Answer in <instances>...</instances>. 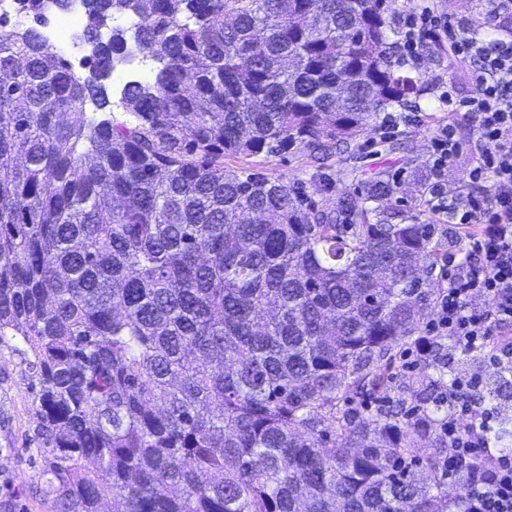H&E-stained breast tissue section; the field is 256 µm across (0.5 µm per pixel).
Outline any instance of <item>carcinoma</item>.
<instances>
[{
	"instance_id": "carcinoma-1",
	"label": "carcinoma",
	"mask_w": 512,
	"mask_h": 512,
	"mask_svg": "<svg viewBox=\"0 0 512 512\" xmlns=\"http://www.w3.org/2000/svg\"><path fill=\"white\" fill-rule=\"evenodd\" d=\"M84 2L89 79L39 29L0 30V345L39 386L56 512H475L443 491L451 394L389 396L436 299L415 273L448 260L437 225L367 206L397 194L386 171L360 205L321 169H224L323 160L407 104L385 0ZM117 16L156 73L123 86L134 122L89 125L86 102L112 108ZM491 440L512 447L511 418ZM313 165L308 153L302 150H293L284 156L224 157L225 169H257L270 177H285L288 180L309 179L315 172Z\"/></svg>"
}]
</instances>
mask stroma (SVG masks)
Returning <instances> with one entry per match:
<instances>
[{
	"label": "stroma",
	"instance_id": "1",
	"mask_svg": "<svg viewBox=\"0 0 512 512\" xmlns=\"http://www.w3.org/2000/svg\"><path fill=\"white\" fill-rule=\"evenodd\" d=\"M153 63L138 56L117 66L107 84L113 102L111 112L87 107L85 121H99L106 116L126 120L119 104L120 91L132 79H151ZM413 77L420 89L407 105L393 107L391 113H379L345 152L326 162L335 180L336 195L355 194L359 179L378 170L402 171L406 159H413L416 169L428 171L432 160L433 140L443 125H451L456 139L468 143L473 128L459 115L446 111L441 94L454 90L458 96H479L466 71L449 66L442 48H429L421 55L407 57L402 68ZM224 166L230 170L257 169L270 177L310 178L313 164L305 151H291L282 156L228 157ZM393 364L395 374L393 398L403 399L406 408L421 405L423 394L418 385L423 364L415 349L399 346ZM449 378L473 379L480 386L473 398L494 406L499 416L512 417V372L498 371L484 351L467 352L453 342H446ZM36 388L27 363L10 348L0 346V512H55L54 496L47 485V455L37 437L39 417Z\"/></svg>",
	"mask_w": 512,
	"mask_h": 512
}]
</instances>
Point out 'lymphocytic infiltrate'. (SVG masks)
I'll list each match as a JSON object with an SVG mask.
<instances>
[{
  "mask_svg": "<svg viewBox=\"0 0 512 512\" xmlns=\"http://www.w3.org/2000/svg\"><path fill=\"white\" fill-rule=\"evenodd\" d=\"M406 49L420 54L428 41L446 42L450 65L464 68L482 94L449 100L474 128L468 152L475 167L465 188L449 187V204L430 205L425 221L441 217L465 228L450 255L454 271L438 300L431 340L449 338L465 351L486 348L499 326L512 324V0H486L482 13L469 19L440 14L425 6L403 19ZM467 207L457 210V196ZM473 381L455 380L451 391L466 426L448 422V476L464 464L483 463L490 446V408L472 401ZM476 512H512V454L500 453L492 476L470 485Z\"/></svg>",
  "mask_w": 512,
  "mask_h": 512,
  "instance_id": "f902f5d3",
  "label": "lymphocytic infiltrate"
}]
</instances>
